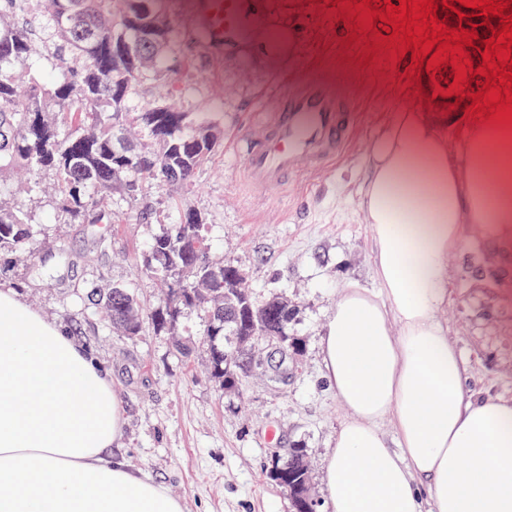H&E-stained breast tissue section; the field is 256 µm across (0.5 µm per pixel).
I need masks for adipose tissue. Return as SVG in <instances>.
Returning <instances> with one entry per match:
<instances>
[{
    "label": "adipose tissue",
    "mask_w": 512,
    "mask_h": 512,
    "mask_svg": "<svg viewBox=\"0 0 512 512\" xmlns=\"http://www.w3.org/2000/svg\"><path fill=\"white\" fill-rule=\"evenodd\" d=\"M437 122L395 113L369 157L361 209L378 291H340L321 338L348 418L323 473L330 512H512V399L471 401L436 312L462 227L512 244V124L476 119L464 159ZM392 416L391 449L379 427ZM125 413L108 371L11 288L0 289V512H185L113 448Z\"/></svg>",
    "instance_id": "1"
}]
</instances>
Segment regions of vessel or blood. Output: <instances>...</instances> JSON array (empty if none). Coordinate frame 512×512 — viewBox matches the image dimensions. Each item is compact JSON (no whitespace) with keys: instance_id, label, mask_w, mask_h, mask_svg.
Segmentation results:
<instances>
[{"instance_id":"obj_1","label":"vessel or blood","mask_w":512,"mask_h":512,"mask_svg":"<svg viewBox=\"0 0 512 512\" xmlns=\"http://www.w3.org/2000/svg\"><path fill=\"white\" fill-rule=\"evenodd\" d=\"M259 4L204 0L206 41L242 48L260 31L271 42L284 41L285 30ZM254 110L262 136L242 133L237 154L248 193L266 195L284 188L299 168L319 170L334 161L350 138L358 106L334 75L312 70L275 79Z\"/></svg>"}]
</instances>
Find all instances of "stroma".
<instances>
[{
  "mask_svg": "<svg viewBox=\"0 0 512 512\" xmlns=\"http://www.w3.org/2000/svg\"><path fill=\"white\" fill-rule=\"evenodd\" d=\"M271 2L287 43L272 48L259 37L243 52L226 53L204 43L197 0H164L186 48L160 65L180 88L181 109L223 132L221 149L184 194L174 200L150 191L148 224L139 205L117 191L106 202L108 224L70 223L43 196L31 206L37 236L25 249L0 254V287L16 289L29 305L64 322L110 371L126 416L117 456L165 485L186 512H292L288 491L269 476V462L294 447L305 448L314 493L324 497L322 472L347 417L324 377V324L346 283L377 287L371 229L360 208L370 149L393 113L427 110L404 75L407 61L358 65L364 46L345 45L349 23L330 12L331 0ZM316 66L335 70L361 106L351 140L322 171L295 172L287 189L249 197L235 175V153L240 133L252 126L254 104L276 78ZM188 207L206 214L214 252L244 269L253 293H280L296 307L288 332L301 338L303 350L284 382L250 379L238 393L224 392L206 371L200 312L180 321L189 348L182 355L165 330L117 335L89 300L91 289L109 284L153 308L159 289L137 275L136 262ZM463 239L449 257L451 291L436 317L460 353L473 400L511 398L512 251L489 242L477 224L464 225Z\"/></svg>",
  "mask_w": 512,
  "mask_h": 512,
  "instance_id": "stroma-1",
  "label": "stroma"
}]
</instances>
